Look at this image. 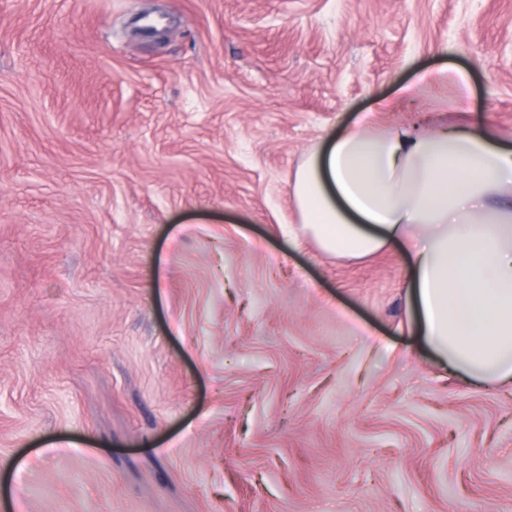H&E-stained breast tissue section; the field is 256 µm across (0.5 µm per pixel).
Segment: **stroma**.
<instances>
[{
  "instance_id": "35a3bbf8",
  "label": "stroma",
  "mask_w": 512,
  "mask_h": 512,
  "mask_svg": "<svg viewBox=\"0 0 512 512\" xmlns=\"http://www.w3.org/2000/svg\"><path fill=\"white\" fill-rule=\"evenodd\" d=\"M369 110L512 145V0H0V512H512V388L300 234Z\"/></svg>"
}]
</instances>
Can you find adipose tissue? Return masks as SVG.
Instances as JSON below:
<instances>
[{"mask_svg":"<svg viewBox=\"0 0 512 512\" xmlns=\"http://www.w3.org/2000/svg\"><path fill=\"white\" fill-rule=\"evenodd\" d=\"M325 252L397 247L423 343L454 373L512 383V149L481 127L375 128L360 116L293 177Z\"/></svg>","mask_w":512,"mask_h":512,"instance_id":"1","label":"adipose tissue"}]
</instances>
